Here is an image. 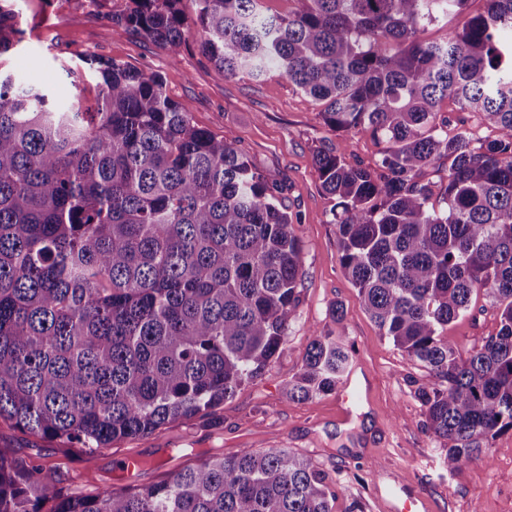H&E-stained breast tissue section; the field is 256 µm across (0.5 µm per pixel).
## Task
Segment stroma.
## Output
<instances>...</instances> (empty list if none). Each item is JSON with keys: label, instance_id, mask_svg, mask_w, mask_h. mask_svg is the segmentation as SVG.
Masks as SVG:
<instances>
[{"label": "stroma", "instance_id": "35a3bbf8", "mask_svg": "<svg viewBox=\"0 0 512 512\" xmlns=\"http://www.w3.org/2000/svg\"><path fill=\"white\" fill-rule=\"evenodd\" d=\"M10 5L22 41L0 57V70L23 86L65 91L81 111H97L95 82H72L62 64L96 55L159 73L167 94L193 123L224 137L256 167L285 180V203L299 215L301 302L288 336L264 378L227 400L210 420H184L95 453L35 437L0 421V448L42 467L69 492L122 487L124 461L136 457L135 484L170 477L198 451L228 456L243 448H286L309 457L337 483L334 512L361 500L365 512H389L396 479L417 489L426 512H512V431L490 442L489 459L448 470L446 441L427 427L415 394L429 373L384 336L366 313L339 261L337 229L329 222L314 152L330 133L320 106L278 70L259 81L224 79L198 49L178 58L135 38L112 22L117 0H0ZM341 307L340 322L329 316ZM332 330L351 348V362L334 390L297 402L289 381L310 342ZM499 329L495 305L478 296L446 334L461 353L480 347Z\"/></svg>", "mask_w": 512, "mask_h": 512}]
</instances>
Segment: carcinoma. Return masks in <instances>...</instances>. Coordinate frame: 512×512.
Masks as SVG:
<instances>
[{"label": "carcinoma", "instance_id": "cac0c4a2", "mask_svg": "<svg viewBox=\"0 0 512 512\" xmlns=\"http://www.w3.org/2000/svg\"><path fill=\"white\" fill-rule=\"evenodd\" d=\"M120 0L112 22L177 57L197 44L224 78L278 68L332 132L382 145L349 166L323 141L340 264L383 330L432 377L416 395L448 470L512 429V0ZM0 9V56L21 35ZM102 104L81 112L0 73V419L83 448L206 419L264 376L300 302L302 247L285 185L192 124L162 78L86 58ZM498 136L448 135L441 103ZM448 159L445 207L424 169ZM498 332L467 358L443 335L478 293ZM350 360L322 332L290 400L334 389ZM151 485L66 495L0 449V512H333V480L286 448H243Z\"/></svg>", "mask_w": 512, "mask_h": 512}]
</instances>
